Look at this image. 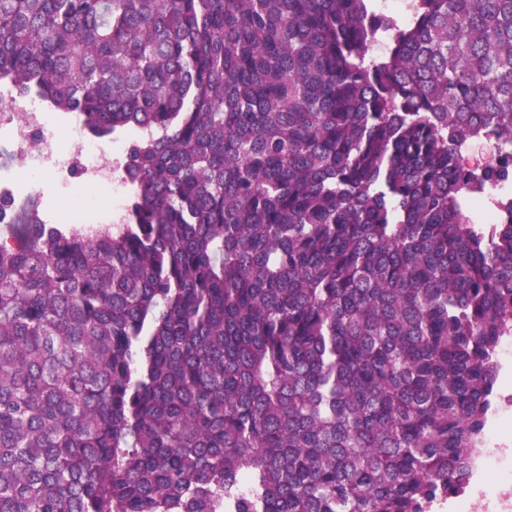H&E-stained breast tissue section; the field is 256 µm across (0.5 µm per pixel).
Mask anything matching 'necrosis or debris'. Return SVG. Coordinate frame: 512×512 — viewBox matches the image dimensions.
Listing matches in <instances>:
<instances>
[{"label": "necrosis or debris", "mask_w": 512, "mask_h": 512, "mask_svg": "<svg viewBox=\"0 0 512 512\" xmlns=\"http://www.w3.org/2000/svg\"><path fill=\"white\" fill-rule=\"evenodd\" d=\"M7 130L15 157L21 159L26 176L14 177L11 170H0V193H11L30 186V173L51 168L64 175L81 167L109 192L97 200L98 208L115 219L127 208L122 151L111 141L89 136L81 117L58 124L44 103L37 98H19L14 88L0 84V130ZM501 366L508 372L499 376L492 419L485 428L472 460L468 481L448 496L427 502L425 512H512V480L497 479L501 464L512 461V334L502 337L498 347Z\"/></svg>", "instance_id": "1"}]
</instances>
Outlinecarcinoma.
Masks as SVG:
<instances>
[{
	"instance_id": "cac0c4a2",
	"label": "carcinoma",
	"mask_w": 512,
	"mask_h": 512,
	"mask_svg": "<svg viewBox=\"0 0 512 512\" xmlns=\"http://www.w3.org/2000/svg\"><path fill=\"white\" fill-rule=\"evenodd\" d=\"M408 4L0 0V82L146 132L119 224L0 195V512H421L466 483L512 331V217L469 209L512 148V0Z\"/></svg>"
}]
</instances>
